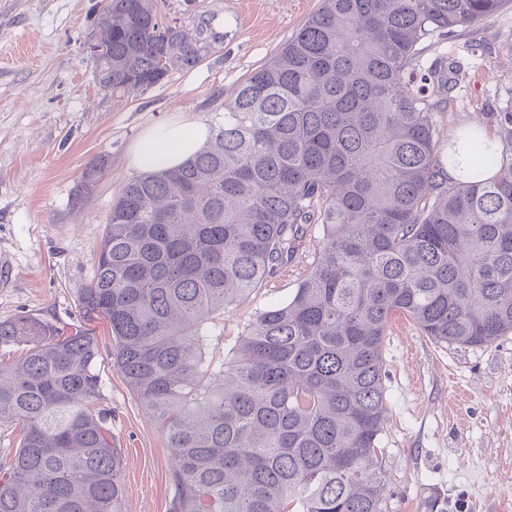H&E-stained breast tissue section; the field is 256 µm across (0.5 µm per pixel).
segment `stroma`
Segmentation results:
<instances>
[{
	"label": "stroma",
	"instance_id": "1",
	"mask_svg": "<svg viewBox=\"0 0 512 512\" xmlns=\"http://www.w3.org/2000/svg\"><path fill=\"white\" fill-rule=\"evenodd\" d=\"M163 22L201 37V60L173 69L145 92L101 90L83 51L106 0H0V320L30 315L81 325L77 296L92 277L107 214L136 171L131 143L147 125L184 112L213 122L240 84L270 59L320 0H156ZM451 72L427 96L445 143L479 126L499 137L497 112L512 106V7L448 38L429 39L415 76ZM106 158L86 204L72 197L92 161ZM322 232L310 226L287 268L224 312L234 342L256 311L291 295L306 277ZM100 405L121 448L122 512H167L172 453L113 364L104 321ZM389 420L382 437V512H512V335L489 347L441 345L395 317L383 345Z\"/></svg>",
	"mask_w": 512,
	"mask_h": 512
}]
</instances>
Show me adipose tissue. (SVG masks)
<instances>
[{"label":"adipose tissue","mask_w":512,"mask_h":512,"mask_svg":"<svg viewBox=\"0 0 512 512\" xmlns=\"http://www.w3.org/2000/svg\"><path fill=\"white\" fill-rule=\"evenodd\" d=\"M209 138L208 123L178 116L145 129L130 148V163L141 172L173 168L205 147Z\"/></svg>","instance_id":"1"}]
</instances>
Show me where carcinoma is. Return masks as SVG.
<instances>
[{
  "label": "carcinoma",
  "instance_id": "obj_1",
  "mask_svg": "<svg viewBox=\"0 0 512 512\" xmlns=\"http://www.w3.org/2000/svg\"><path fill=\"white\" fill-rule=\"evenodd\" d=\"M511 4L321 0L202 151L129 180L78 292L85 325L0 320V419L21 426L0 512H122L97 320L171 448L168 512H381L391 320L447 345L512 334V112L501 146L467 128L446 147L405 73L435 34ZM97 29L107 91L144 92L200 61L190 31L165 37L154 0H107ZM460 143L453 180L442 154ZM104 167L85 169L72 206ZM313 224L307 277L224 348V310L286 268Z\"/></svg>",
  "mask_w": 512,
  "mask_h": 512
}]
</instances>
